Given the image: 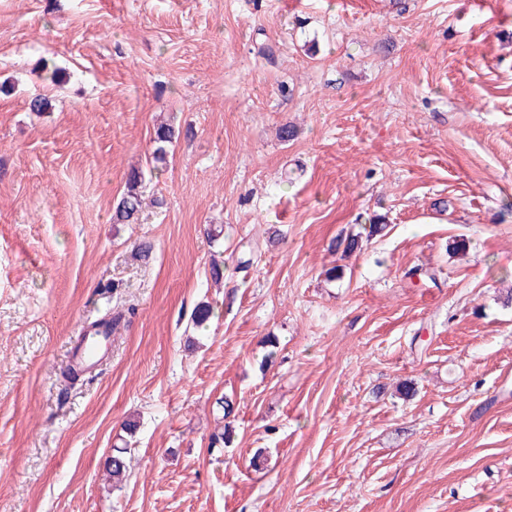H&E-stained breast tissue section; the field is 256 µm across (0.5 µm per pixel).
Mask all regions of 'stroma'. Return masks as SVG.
Returning a JSON list of instances; mask_svg holds the SVG:
<instances>
[{"instance_id":"stroma-1","label":"stroma","mask_w":512,"mask_h":512,"mask_svg":"<svg viewBox=\"0 0 512 512\" xmlns=\"http://www.w3.org/2000/svg\"><path fill=\"white\" fill-rule=\"evenodd\" d=\"M4 80L0 512H512V0H0ZM181 133L182 130L176 129L171 124L161 123L157 125L154 130V142L159 144V146L154 151V162H163L165 160V144H171L174 140H177ZM144 173L133 171L128 178L126 192L117 203L112 216L116 224H136L141 219L144 204L143 193L146 188Z\"/></svg>"}]
</instances>
